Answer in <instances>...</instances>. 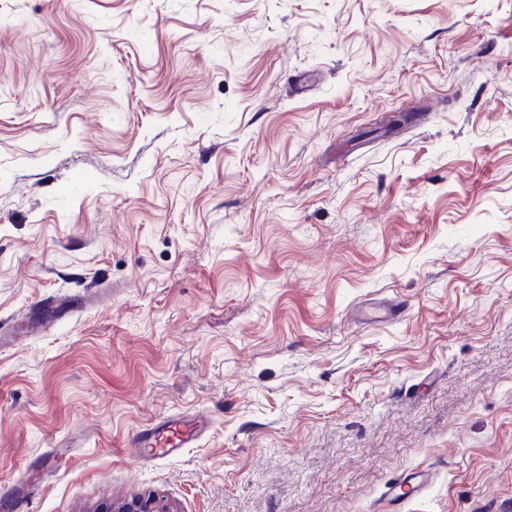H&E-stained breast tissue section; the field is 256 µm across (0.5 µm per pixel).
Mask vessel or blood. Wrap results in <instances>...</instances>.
Returning <instances> with one entry per match:
<instances>
[{
    "mask_svg": "<svg viewBox=\"0 0 512 512\" xmlns=\"http://www.w3.org/2000/svg\"><path fill=\"white\" fill-rule=\"evenodd\" d=\"M209 426L207 416L198 414L190 419L176 418L159 423L139 436L134 453L147 460L178 456L192 447ZM429 484L427 474L409 472L386 484L382 493L388 512H397L404 496L421 494Z\"/></svg>",
    "mask_w": 512,
    "mask_h": 512,
    "instance_id": "vessel-or-blood-1",
    "label": "vessel or blood"
}]
</instances>
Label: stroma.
I'll list each match as a JSON object with an SVG mask.
<instances>
[{
  "mask_svg": "<svg viewBox=\"0 0 512 512\" xmlns=\"http://www.w3.org/2000/svg\"><path fill=\"white\" fill-rule=\"evenodd\" d=\"M63 295L0 512H512V0H0V325ZM208 426V417L201 414L190 419H169L141 434L131 452L145 460L176 457L184 448L192 447ZM428 484L429 476L422 472H409L386 484L382 498L386 506H392L388 507L386 512H397L405 495H420ZM93 512H179L173 504L159 497H136L112 502Z\"/></svg>",
  "mask_w": 512,
  "mask_h": 512,
  "instance_id": "35a3bbf8",
  "label": "stroma"
}]
</instances>
